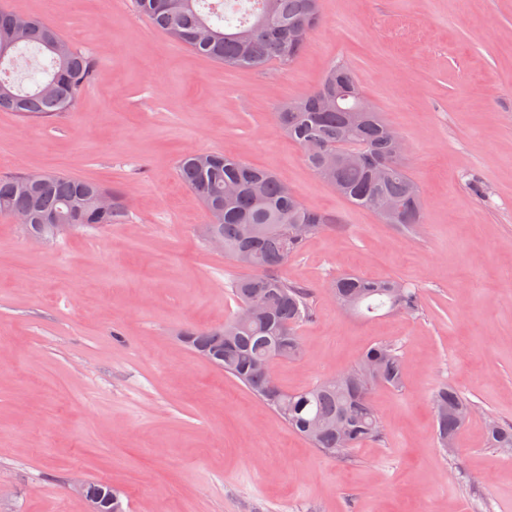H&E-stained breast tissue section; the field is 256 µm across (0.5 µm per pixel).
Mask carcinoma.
<instances>
[{
  "label": "carcinoma",
  "instance_id": "carcinoma-1",
  "mask_svg": "<svg viewBox=\"0 0 512 512\" xmlns=\"http://www.w3.org/2000/svg\"><path fill=\"white\" fill-rule=\"evenodd\" d=\"M152 25L196 54L226 67L262 69L271 62L290 64L303 51L288 50V29L313 32L321 20V0H134ZM27 37L13 35L15 14L0 10V109L35 120L71 111L79 91L93 76L95 62L74 48L47 20L32 17ZM43 57V78L25 88L8 75L18 58ZM276 123L301 148L314 143L319 153L336 155L325 174L320 159L304 152L311 170L341 190L354 205L387 224H422L424 201L408 166L394 153L391 126L369 101L343 61L334 62L314 90L286 103ZM181 182L199 199L206 214V239L224 240V254L243 271L231 284L238 307L255 305L246 321L233 317L209 328H189L181 338L195 353L223 359L215 366L241 381L288 428L314 447L341 456L382 437L371 403L377 385L400 389L404 365L387 343L370 345L349 371L297 392L270 387V368L303 354L299 328L313 318V293L277 270L297 256L306 241L332 229L326 213L301 204L272 172L223 153L188 154L178 166ZM106 193L112 207L100 209L95 197ZM29 213L39 224L96 227L121 224L126 209L116 191L96 182L52 174L33 186L26 175L0 176V213ZM336 303L364 319L384 310L409 316L422 310L419 288L396 279L342 275L330 283ZM435 433L446 449L478 407L444 385L430 399ZM491 447L512 450V425L486 423Z\"/></svg>",
  "mask_w": 512,
  "mask_h": 512
}]
</instances>
